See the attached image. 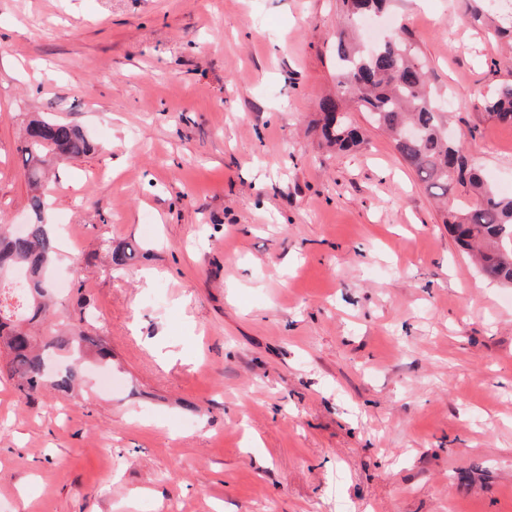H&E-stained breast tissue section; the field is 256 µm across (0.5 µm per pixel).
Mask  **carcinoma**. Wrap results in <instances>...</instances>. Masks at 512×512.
<instances>
[{
    "instance_id": "carcinoma-1",
    "label": "carcinoma",
    "mask_w": 512,
    "mask_h": 512,
    "mask_svg": "<svg viewBox=\"0 0 512 512\" xmlns=\"http://www.w3.org/2000/svg\"><path fill=\"white\" fill-rule=\"evenodd\" d=\"M388 0H341L342 25L332 34L336 46V97L324 98L320 134L325 143L348 151L363 143L362 134L341 112L340 102L357 96L360 107L386 130L403 161L430 187L436 197L451 205L443 223L460 248L477 252L482 272L512 287V196H502L484 183L479 171L468 164L460 144L448 139L443 108L427 86L426 64L416 56L405 27L392 31L376 47L365 49L351 41L348 29L356 28L368 14L385 10ZM487 114L512 125V84L499 87L484 100ZM410 124L416 134H401ZM93 143L78 128L54 118L34 119L26 128L23 165L32 189H38L49 161L65 155L74 160L89 154ZM462 187L471 200L453 197ZM35 219L16 237L10 224H0V349L7 353V372L18 392L51 388L62 395L72 392L79 378L75 365L48 377L47 353L67 351L81 359L94 352L101 361L112 358L107 343L74 323L50 330L47 340L31 333L28 325L49 316L46 271L57 259L58 247L43 220L44 201L35 193L29 202ZM27 282L25 304L15 309L5 288L13 285L16 272Z\"/></svg>"
}]
</instances>
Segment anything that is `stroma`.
Masks as SVG:
<instances>
[{"label":"stroma","mask_w":512,"mask_h":512,"mask_svg":"<svg viewBox=\"0 0 512 512\" xmlns=\"http://www.w3.org/2000/svg\"><path fill=\"white\" fill-rule=\"evenodd\" d=\"M388 13L507 194L512 126L483 99L512 83V13ZM337 20L336 0H0V218L31 219L28 120L80 127L94 151L44 181L50 278L112 350L70 397L0 374L10 512H512V288L368 113L344 105L357 151L315 136Z\"/></svg>","instance_id":"stroma-1"}]
</instances>
